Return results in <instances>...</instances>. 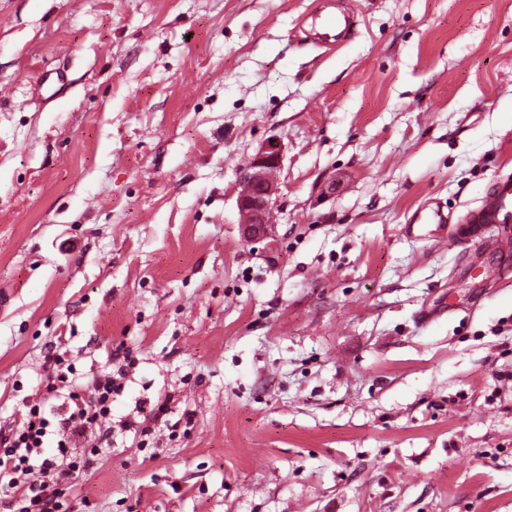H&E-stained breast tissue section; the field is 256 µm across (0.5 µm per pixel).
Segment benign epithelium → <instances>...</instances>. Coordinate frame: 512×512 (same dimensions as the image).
<instances>
[{
  "instance_id": "1",
  "label": "benign epithelium",
  "mask_w": 512,
  "mask_h": 512,
  "mask_svg": "<svg viewBox=\"0 0 512 512\" xmlns=\"http://www.w3.org/2000/svg\"><path fill=\"white\" fill-rule=\"evenodd\" d=\"M282 148L277 141L268 142L252 164L239 171L237 205L243 218L244 233L248 237L264 232L266 214L278 192L270 172L279 168Z\"/></svg>"
}]
</instances>
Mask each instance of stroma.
Here are the masks:
<instances>
[{
	"label": "stroma",
	"mask_w": 512,
	"mask_h": 512,
	"mask_svg": "<svg viewBox=\"0 0 512 512\" xmlns=\"http://www.w3.org/2000/svg\"><path fill=\"white\" fill-rule=\"evenodd\" d=\"M322 6L0 0V425L124 371L60 512H512V274L404 230L512 173V0ZM319 29L313 27L307 32L309 38L318 47H336L341 41L350 35L352 30V18L350 14L342 11L340 14L329 13L321 17ZM336 32V34H332ZM281 162L280 143L270 141L248 168L239 171L237 205L247 237L257 236L265 230L266 214L278 192L277 185L269 175L280 167Z\"/></svg>",
	"instance_id": "1"
}]
</instances>
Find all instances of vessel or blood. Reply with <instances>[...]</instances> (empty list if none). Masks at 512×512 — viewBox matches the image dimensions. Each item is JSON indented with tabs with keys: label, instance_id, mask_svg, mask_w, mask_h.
Returning a JSON list of instances; mask_svg holds the SVG:
<instances>
[{
	"label": "vessel or blood",
	"instance_id": "vessel-or-blood-1",
	"mask_svg": "<svg viewBox=\"0 0 512 512\" xmlns=\"http://www.w3.org/2000/svg\"><path fill=\"white\" fill-rule=\"evenodd\" d=\"M352 18L348 13H329L321 25L308 33L309 39L319 47H335L349 36ZM408 226H431L433 235L454 244L462 241L480 242L486 228L492 224H512V177L498 178L473 207L461 217H453L434 201L419 206L410 215Z\"/></svg>",
	"mask_w": 512,
	"mask_h": 512
}]
</instances>
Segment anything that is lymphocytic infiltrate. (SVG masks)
I'll return each instance as SVG.
<instances>
[{
	"mask_svg": "<svg viewBox=\"0 0 512 512\" xmlns=\"http://www.w3.org/2000/svg\"><path fill=\"white\" fill-rule=\"evenodd\" d=\"M44 369L55 399L52 415L34 405L21 426L0 427V489L12 490L17 512H59L60 487L112 446L114 374H94L84 397L71 390L75 369L63 367L59 355L47 352Z\"/></svg>",
	"mask_w": 512,
	"mask_h": 512,
	"instance_id": "1",
	"label": "lymphocytic infiltrate"
}]
</instances>
